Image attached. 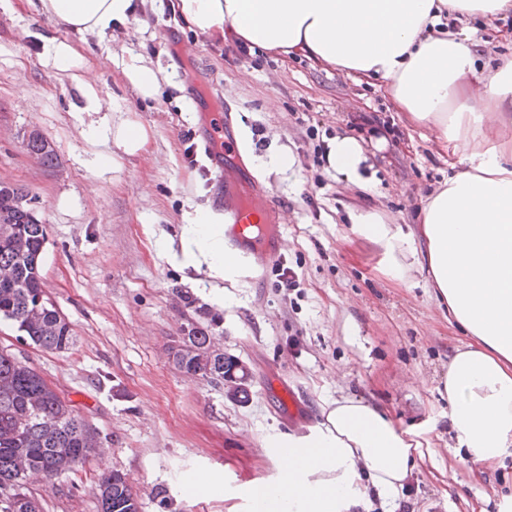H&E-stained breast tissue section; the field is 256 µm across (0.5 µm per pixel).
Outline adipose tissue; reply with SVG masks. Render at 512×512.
<instances>
[{
  "mask_svg": "<svg viewBox=\"0 0 512 512\" xmlns=\"http://www.w3.org/2000/svg\"><path fill=\"white\" fill-rule=\"evenodd\" d=\"M188 26L249 48L303 53L361 81H377L395 111L430 131L450 175L422 202L414 224L351 214L352 230L382 251L380 273L408 287L412 267L465 342L451 358L441 396L456 452L477 467L512 459V54L483 59L485 33L512 12V0H178ZM57 25L103 34L133 13V0H37ZM479 27H472V20ZM44 61L85 98L107 102L87 78L90 65L71 44L51 40ZM142 150L145 128L126 119L90 129L87 140ZM326 159L364 185V148L336 136ZM182 264H206L211 276L238 281L242 265L224 257V226L213 210L182 230ZM274 480L246 491L247 512H352L365 486L381 498L402 489L422 456L418 434L400 429L363 400L323 403L307 431L265 442Z\"/></svg>",
  "mask_w": 512,
  "mask_h": 512,
  "instance_id": "obj_1",
  "label": "adipose tissue"
}]
</instances>
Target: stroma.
<instances>
[{
    "label": "stroma",
    "instance_id": "stroma-1",
    "mask_svg": "<svg viewBox=\"0 0 512 512\" xmlns=\"http://www.w3.org/2000/svg\"><path fill=\"white\" fill-rule=\"evenodd\" d=\"M175 4L138 0L124 24L96 36L49 22L35 0H0V180L23 187L46 226L45 292L76 338L72 350L44 351L4 322L0 347L71 401L97 433L106 465L128 474L142 512L241 504L247 484L275 473L266 437L314 424L324 401L343 394L380 407L428 443L394 512H501L512 460L479 476L450 447L438 387L460 334L431 298L424 272L413 268L412 287H396L378 271L379 248L353 234L348 219L373 210L390 224L414 223L422 198L447 179V164L379 86L302 54H251L199 34ZM53 38L89 60L111 109L91 108L77 85L45 65ZM131 54L157 71L153 97H141L123 75ZM209 93L232 113L249 141L253 174L280 206L278 223L264 227L284 237L278 269L236 287L176 260L183 224L218 193L203 159L183 154L200 138ZM360 115L386 123L390 140L354 127ZM121 118L148 130L139 153L88 143V127ZM36 134L54 148L52 164L28 152ZM339 135L361 141L369 190L323 162L328 140ZM100 153L118 157V166H98ZM280 153L293 157L292 168H268ZM282 267L295 272L294 286L281 283ZM182 291L215 315L224 351L249 367V403L175 367L186 323ZM283 384L296 394V414L280 399ZM162 486L163 501L154 494ZM32 490L44 512H96L92 472Z\"/></svg>",
    "mask_w": 512,
    "mask_h": 512
}]
</instances>
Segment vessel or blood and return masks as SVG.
Segmentation results:
<instances>
[{"instance_id":"1","label":"vessel or blood","mask_w":512,"mask_h":512,"mask_svg":"<svg viewBox=\"0 0 512 512\" xmlns=\"http://www.w3.org/2000/svg\"><path fill=\"white\" fill-rule=\"evenodd\" d=\"M206 129L208 139L218 143L212 159L224 171L225 205L220 213L224 217L225 251L240 259L258 253L266 263L277 262L281 257L280 237H267L259 231L272 220L275 202L242 164L230 114H212ZM246 196L261 197V205L243 204Z\"/></svg>"}]
</instances>
